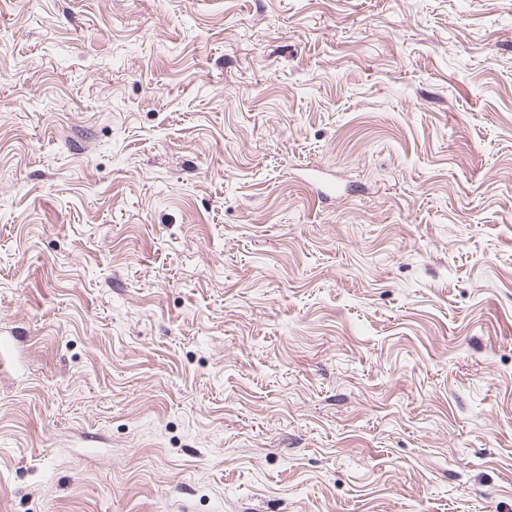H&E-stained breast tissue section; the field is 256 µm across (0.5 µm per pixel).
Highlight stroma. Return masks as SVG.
I'll use <instances>...</instances> for the list:
<instances>
[{
	"label": "stroma",
	"instance_id": "stroma-1",
	"mask_svg": "<svg viewBox=\"0 0 512 512\" xmlns=\"http://www.w3.org/2000/svg\"><path fill=\"white\" fill-rule=\"evenodd\" d=\"M0 512H512V0H0Z\"/></svg>",
	"mask_w": 512,
	"mask_h": 512
}]
</instances>
